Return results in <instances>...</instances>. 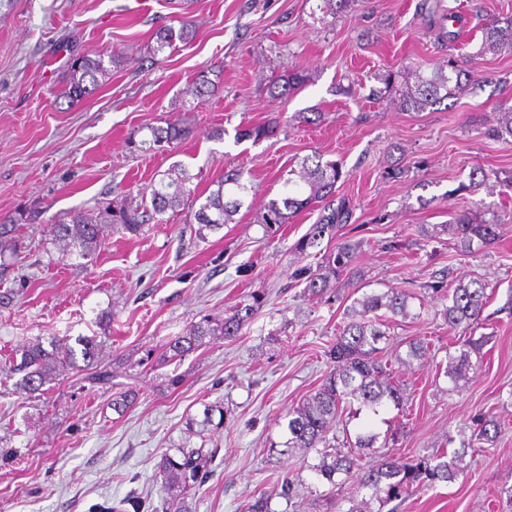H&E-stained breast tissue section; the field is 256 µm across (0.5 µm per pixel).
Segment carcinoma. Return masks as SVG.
I'll return each instance as SVG.
<instances>
[{
	"mask_svg": "<svg viewBox=\"0 0 512 512\" xmlns=\"http://www.w3.org/2000/svg\"><path fill=\"white\" fill-rule=\"evenodd\" d=\"M364 4V0H320L311 18L327 23V18L354 9ZM424 17L428 23L438 26V42L455 46L459 31L450 30L445 23H463L459 10L445 5V0H424ZM321 16H316V13ZM481 43L478 49L465 55L471 69L461 65L460 60L449 57L446 64L425 73L418 70L408 72L410 78L404 80L397 89L399 108L406 112L437 110L445 101L461 93L474 81L477 61L487 54L501 55L512 53V16H497L483 19L480 25ZM193 25L188 20L179 27H164L156 33L154 53L176 46V42H186L193 37ZM108 74L101 57L83 55L71 63L70 74L60 97L69 103L80 102L89 97L98 87L99 78ZM308 79L305 71L295 67H284L281 74L274 77L268 86L273 97H286L303 86ZM217 88L210 78V71L201 70L181 93V102L174 104L172 111H184L186 98L204 101L212 96ZM274 125L246 126L236 130L239 141H257L273 134ZM150 137L140 141L130 139L132 148L147 152L163 143H173L185 139L191 129L181 120L167 123L165 127L149 128ZM484 135L506 144H512V106H504L497 112L493 123ZM342 166L336 161L322 160L315 155L302 160L298 168L288 171L283 181V192L278 198H271L263 204L259 223L271 232L288 223L296 214L319 204L320 215L309 230L295 245V251L304 255L317 248L326 237L336 235V228L350 223L354 207L344 197H336V185L342 179ZM193 175L181 164L172 165L162 177L135 197H126L112 202L104 209L109 222L132 235L140 234L147 224H164L168 212L188 210L198 224L196 235L203 238L207 231H218L232 223L234 216L243 205L251 186L244 181V172L239 167H229L214 182V189L206 197L189 187ZM512 187V176L503 181L498 173L475 168L469 173V184L465 186L476 195L483 189L492 188L491 182ZM472 207L454 212L446 224H433L424 228L430 239L448 236L456 249L468 254L473 245L494 244L499 237L497 218L486 220L489 213L485 199L471 201ZM105 225L100 220L91 219L83 213H76L70 222L53 224L50 234L61 246V260L76 255L82 259L90 257L104 242ZM16 220L0 222V259L5 256H18L20 237L17 234ZM358 246L347 241L336 246L335 251L324 255L316 270L303 269L299 277L304 280V292L312 296H323L336 287V282L351 270L355 262ZM446 287L436 281L430 288L439 292ZM448 288V287H446ZM487 285L473 278L457 280L448 288V305L442 310L448 327L456 330H470L480 320L488 302ZM411 296L408 292L389 288L385 291L366 293L354 299L347 309L346 321L336 334L335 342L328 351L333 367L326 373L316 391L304 398L297 406L286 413L288 422L285 440L281 448L273 449L277 454L300 452L303 456L316 453L314 462L305 463L319 481L336 485V476L349 474L363 455H373L372 463L363 471L354 491L346 497L349 503L344 512H383L393 501H402L416 490L427 489L438 483L454 481L464 472L463 460L467 449L475 440L491 441L497 432L494 416L487 414L473 424L472 434L462 439L460 448L452 454L445 452L431 456L395 457L382 451L386 443L379 442L380 435L369 428L346 436L343 443L334 444L329 438L343 416L357 418L377 416L388 405L398 408L403 403V388L392 381L391 366L383 363L380 344L388 340L389 321L396 316H410ZM265 303V293L254 292L250 301L237 305L233 312L221 319L202 317L191 324L183 334L167 341L163 356L169 360H182L199 348L210 344L214 338L225 339L237 336ZM484 337L464 339L458 354L448 355L445 375L454 391L459 383L467 379V374L475 367L473 360L481 359L485 345ZM102 344L95 336H78L75 345L69 339L53 338L48 344L40 341L24 344L16 351V356L4 365L3 372L14 380V387L27 395L45 393V386L67 369L78 368L83 363L86 369L95 370L94 381L105 383L111 379L108 371L101 368ZM427 353V346L421 341L407 344L405 355L398 356L399 365L412 369ZM139 389L130 386L112 399V410L119 416L136 404ZM219 419H214V416ZM224 424V408L209 405L203 410V418L190 417L185 421V443L175 448V453H163L155 468V480L161 493L162 512H194L191 491L205 485L212 475V464L219 455V448L204 446L192 447L190 440L203 435L205 428ZM151 504L136 494H129L117 503L106 506L103 512H149Z\"/></svg>",
	"mask_w": 512,
	"mask_h": 512,
	"instance_id": "1",
	"label": "carcinoma"
}]
</instances>
